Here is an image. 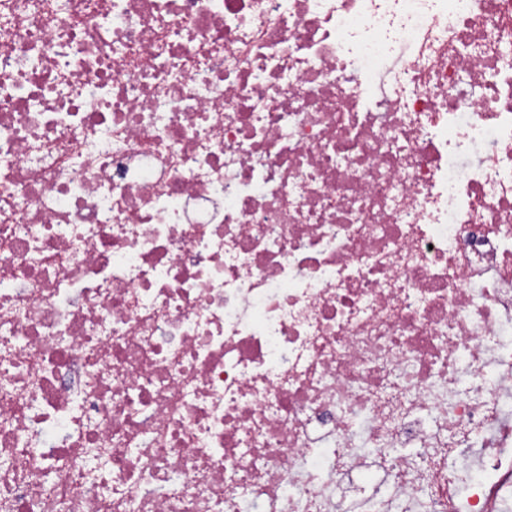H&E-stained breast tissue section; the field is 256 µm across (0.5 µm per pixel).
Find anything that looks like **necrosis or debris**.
<instances>
[{
  "instance_id": "4bbe7bcc",
  "label": "necrosis or debris",
  "mask_w": 512,
  "mask_h": 512,
  "mask_svg": "<svg viewBox=\"0 0 512 512\" xmlns=\"http://www.w3.org/2000/svg\"><path fill=\"white\" fill-rule=\"evenodd\" d=\"M458 490L512 512V0H0V512Z\"/></svg>"
}]
</instances>
